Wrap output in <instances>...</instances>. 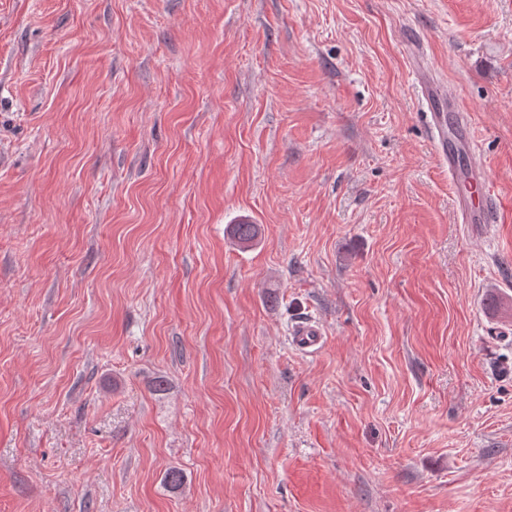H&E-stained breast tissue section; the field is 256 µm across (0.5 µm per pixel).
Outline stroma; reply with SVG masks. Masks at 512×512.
<instances>
[{
  "mask_svg": "<svg viewBox=\"0 0 512 512\" xmlns=\"http://www.w3.org/2000/svg\"><path fill=\"white\" fill-rule=\"evenodd\" d=\"M414 43L512 197L504 0H0V512H512V216ZM410 66L416 77L415 87L429 125L430 143L439 162L448 168V178L456 186L467 180L470 189L454 194V204L466 224H500L504 214L511 211V199H505L492 180L487 167L477 155V140L468 114L454 97L431 77L424 61L423 48L412 45ZM439 92V93H438ZM448 98L453 100L456 112L448 125ZM466 156L467 174L458 167ZM259 235H261L260 224H254L249 219H243L229 226V236L237 246L243 249L253 246ZM291 337L297 347L305 351H315L321 345L322 331L315 321L304 319L293 326Z\"/></svg>",
  "mask_w": 512,
  "mask_h": 512,
  "instance_id": "35a3bbf8",
  "label": "stroma"
}]
</instances>
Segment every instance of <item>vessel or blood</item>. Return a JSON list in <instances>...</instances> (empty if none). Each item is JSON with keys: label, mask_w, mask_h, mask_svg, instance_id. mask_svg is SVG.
I'll list each match as a JSON object with an SVG mask.
<instances>
[{"label": "vessel or blood", "mask_w": 512, "mask_h": 512, "mask_svg": "<svg viewBox=\"0 0 512 512\" xmlns=\"http://www.w3.org/2000/svg\"><path fill=\"white\" fill-rule=\"evenodd\" d=\"M410 65L420 101L428 109L426 117L434 154L447 167L451 183L464 180L469 184L466 192L454 195L457 212L470 224L500 223L504 214L512 211V201L501 195L478 157L467 113L461 107L449 112V93L431 77L422 47L411 48ZM292 340L297 347L313 351L322 342V331L315 321L304 319L293 326Z\"/></svg>", "instance_id": "vessel-or-blood-1"}]
</instances>
